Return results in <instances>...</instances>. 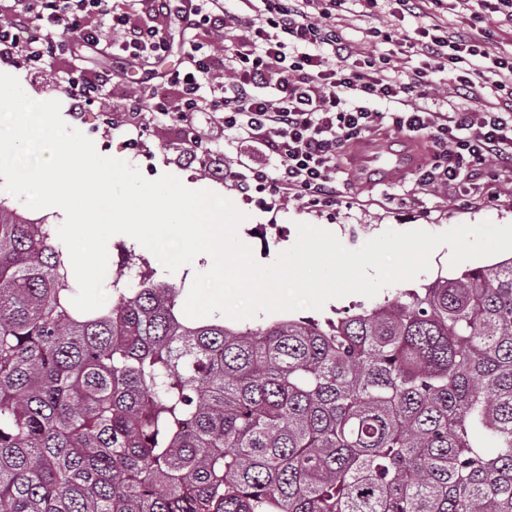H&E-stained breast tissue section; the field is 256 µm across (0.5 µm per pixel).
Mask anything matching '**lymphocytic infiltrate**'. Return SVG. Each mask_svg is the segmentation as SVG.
Instances as JSON below:
<instances>
[{
	"label": "lymphocytic infiltrate",
	"instance_id": "f902f5d3",
	"mask_svg": "<svg viewBox=\"0 0 512 512\" xmlns=\"http://www.w3.org/2000/svg\"><path fill=\"white\" fill-rule=\"evenodd\" d=\"M384 0L391 16L417 19L413 34L383 36L387 52L367 55L336 24L345 0H241L230 13L224 0H21L11 20L0 22V60L23 58L35 70L77 33L90 44L105 42L125 57L164 55L162 30L133 23L140 10L176 15L191 37L180 68L166 76L182 96L177 105L152 89L138 92L131 109L172 116L186 130L189 159L224 175L223 164L205 153L226 135L252 139L279 158L275 170L252 168L236 178L243 191L268 192L317 207L336 204L339 160L348 144L384 129L425 136L440 150L422 162L419 184L456 185L462 171L493 166L512 181V53L482 50L493 25L512 26V0ZM469 10L467 21L440 18L444 4ZM224 45H215L216 37ZM417 65L395 66V58ZM466 105L454 112L424 107L436 74ZM492 91L496 101L480 112L469 102ZM394 105L391 113L379 104Z\"/></svg>",
	"mask_w": 512,
	"mask_h": 512
}]
</instances>
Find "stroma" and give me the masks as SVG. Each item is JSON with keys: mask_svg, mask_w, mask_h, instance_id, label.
<instances>
[{"mask_svg": "<svg viewBox=\"0 0 512 512\" xmlns=\"http://www.w3.org/2000/svg\"><path fill=\"white\" fill-rule=\"evenodd\" d=\"M363 10V5L349 0L336 22L348 38L363 43L372 54L385 52L386 45L367 38L368 26L395 34L415 28L413 19L400 21L378 10L367 16ZM157 23L170 39V52L166 58L152 63H132L113 57L106 47H89L76 40L41 71H32L18 60H0V72L17 77L33 100L59 101L66 124L90 138L100 155L137 167L146 179L171 174L189 189H208L231 199L246 215L238 236L263 265L273 263L281 251L295 243L297 226L301 223L334 233L350 249L361 247L389 229L440 233L461 224L484 221L512 224V186L497 185V196L490 202L478 196L481 187L493 183V173L489 170L466 172L460 185L451 187L443 184L424 187L410 176H395L365 187L341 174L337 177V188L345 201L333 209L313 207L293 199L279 205L265 192H239L231 180L218 178L188 160V145L178 125L151 112L136 116L121 109L125 100L135 94L138 81L161 83L166 73L181 61L183 37L176 18L161 17ZM74 70L89 79L105 70L115 74L104 95L83 112L74 111L62 88L67 73ZM130 252L136 256L138 270L154 272L156 279L176 285L192 282L195 273L207 271L212 264L211 259L204 257L170 273L133 238L117 234L109 239L107 253L112 267H119Z\"/></svg>", "mask_w": 512, "mask_h": 512, "instance_id": "obj_1", "label": "stroma"}]
</instances>
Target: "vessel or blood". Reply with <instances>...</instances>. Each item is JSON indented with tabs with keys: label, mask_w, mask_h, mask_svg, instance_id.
I'll return each mask as SVG.
<instances>
[{
	"label": "vessel or blood",
	"mask_w": 512,
	"mask_h": 512,
	"mask_svg": "<svg viewBox=\"0 0 512 512\" xmlns=\"http://www.w3.org/2000/svg\"><path fill=\"white\" fill-rule=\"evenodd\" d=\"M422 158L418 143H402L393 149L388 137L369 139L357 143L350 157L351 173L358 182L370 183L373 173L387 176L403 175L414 169Z\"/></svg>",
	"instance_id": "1"
}]
</instances>
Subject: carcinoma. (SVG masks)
Instances as JSON below:
<instances>
[{
  "instance_id": "obj_1",
  "label": "carcinoma",
  "mask_w": 512,
  "mask_h": 512,
  "mask_svg": "<svg viewBox=\"0 0 512 512\" xmlns=\"http://www.w3.org/2000/svg\"><path fill=\"white\" fill-rule=\"evenodd\" d=\"M132 265L0 203V512H512V257L244 329Z\"/></svg>"
}]
</instances>
